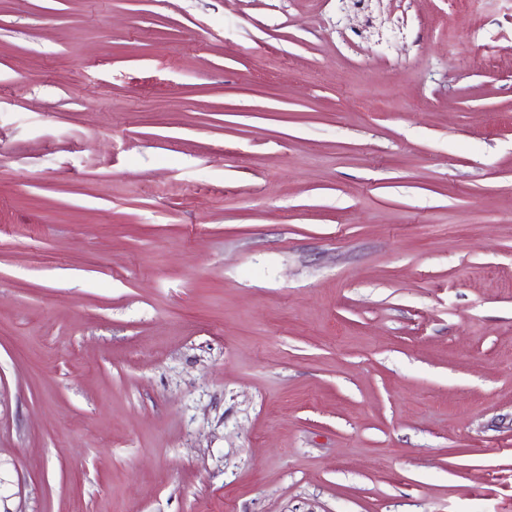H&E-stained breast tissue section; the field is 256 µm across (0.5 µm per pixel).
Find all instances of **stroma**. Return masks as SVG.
<instances>
[{"instance_id": "1", "label": "stroma", "mask_w": 512, "mask_h": 512, "mask_svg": "<svg viewBox=\"0 0 512 512\" xmlns=\"http://www.w3.org/2000/svg\"><path fill=\"white\" fill-rule=\"evenodd\" d=\"M0 512H512V0H0Z\"/></svg>"}]
</instances>
